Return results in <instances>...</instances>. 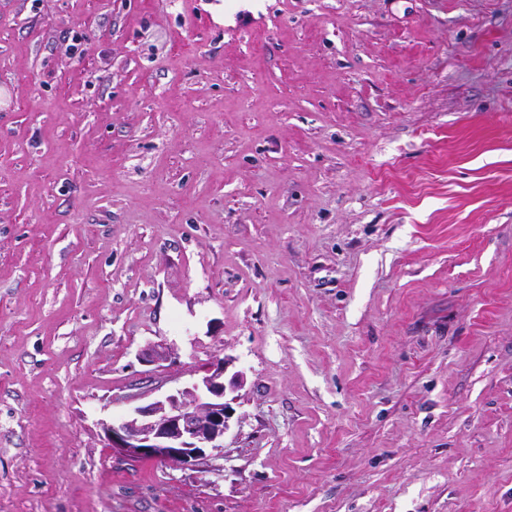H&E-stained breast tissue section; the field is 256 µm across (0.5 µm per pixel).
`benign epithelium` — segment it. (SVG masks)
<instances>
[{"instance_id": "benign-epithelium-1", "label": "benign epithelium", "mask_w": 512, "mask_h": 512, "mask_svg": "<svg viewBox=\"0 0 512 512\" xmlns=\"http://www.w3.org/2000/svg\"><path fill=\"white\" fill-rule=\"evenodd\" d=\"M139 358L161 367L174 358L168 348L144 347ZM232 359L215 358L190 384L133 408L117 424H104L107 447L126 460L154 458L174 468L221 470L224 434L234 414L235 392L244 385L243 373L226 377Z\"/></svg>"}]
</instances>
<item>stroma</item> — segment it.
<instances>
[{
	"instance_id": "obj_1",
	"label": "stroma",
	"mask_w": 512,
	"mask_h": 512,
	"mask_svg": "<svg viewBox=\"0 0 512 512\" xmlns=\"http://www.w3.org/2000/svg\"><path fill=\"white\" fill-rule=\"evenodd\" d=\"M0 512H512V0H0ZM232 359L215 358L202 376L175 391L133 408L117 424H103L104 438L126 460L154 458L179 469L220 471L224 434L234 414L233 395L244 385L242 372L226 382Z\"/></svg>"
}]
</instances>
